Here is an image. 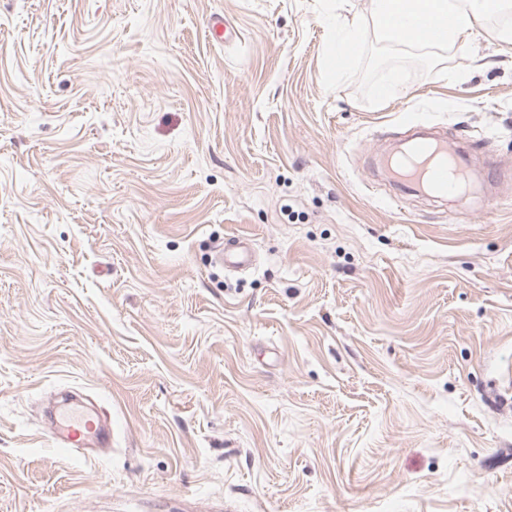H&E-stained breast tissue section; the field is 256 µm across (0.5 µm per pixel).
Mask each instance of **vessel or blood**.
<instances>
[{
	"instance_id": "b4317fda",
	"label": "vessel or blood",
	"mask_w": 512,
	"mask_h": 512,
	"mask_svg": "<svg viewBox=\"0 0 512 512\" xmlns=\"http://www.w3.org/2000/svg\"><path fill=\"white\" fill-rule=\"evenodd\" d=\"M395 30L407 35L421 30L429 38L443 40L448 36L442 20L435 17L402 16ZM385 163L397 187L430 197L468 198L474 185L470 155L466 150H449L448 141L441 136L415 137L408 140ZM225 267L235 270L252 268L255 252L248 239L228 238L217 254ZM54 448L71 453L82 448L104 447L112 443L111 424L101 422L74 404H64L58 410L50 431Z\"/></svg>"
}]
</instances>
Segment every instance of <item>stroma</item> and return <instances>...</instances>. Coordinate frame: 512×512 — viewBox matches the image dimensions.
<instances>
[{
  "instance_id": "1",
  "label": "stroma",
  "mask_w": 512,
  "mask_h": 512,
  "mask_svg": "<svg viewBox=\"0 0 512 512\" xmlns=\"http://www.w3.org/2000/svg\"><path fill=\"white\" fill-rule=\"evenodd\" d=\"M370 13L0 0V512H512V46ZM409 116L494 194L396 195ZM64 391L110 449L54 453ZM207 30L213 39L217 41H223L224 39V44L235 42L237 40L241 41V36L233 31L229 27V23L226 18L219 14H215L210 17L207 24ZM217 260L227 268L246 270L253 267L255 252L248 239L227 238L217 254Z\"/></svg>"
}]
</instances>
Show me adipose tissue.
Segmentation results:
<instances>
[{
	"mask_svg": "<svg viewBox=\"0 0 512 512\" xmlns=\"http://www.w3.org/2000/svg\"><path fill=\"white\" fill-rule=\"evenodd\" d=\"M429 9L448 20V45L466 43L484 14L480 0H372L371 18L379 32H386L401 15Z\"/></svg>",
	"mask_w": 512,
	"mask_h": 512,
	"instance_id": "ef3b65f1",
	"label": "adipose tissue"
}]
</instances>
